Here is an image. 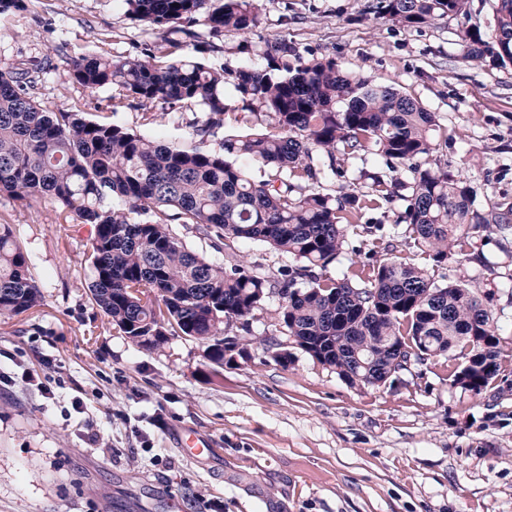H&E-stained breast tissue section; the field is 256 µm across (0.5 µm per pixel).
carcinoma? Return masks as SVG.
Returning <instances> with one entry per match:
<instances>
[{"label":"carcinoma","mask_w":512,"mask_h":512,"mask_svg":"<svg viewBox=\"0 0 512 512\" xmlns=\"http://www.w3.org/2000/svg\"><path fill=\"white\" fill-rule=\"evenodd\" d=\"M126 15L162 31L137 56L92 52L74 60L85 90L117 88L111 114L139 107L194 105L191 143L147 137L109 118L89 119L73 105L57 112L37 96L39 76L19 63L0 70V195L49 196L92 229L90 295L123 336L146 350L170 336L205 345L224 368V337L248 352L250 319L282 300L278 320L297 349L351 386L392 385L403 364L442 359L454 387L481 394L499 375L497 326L470 282L442 276L389 253L402 235L434 266L474 246L479 228L506 230L512 206L475 208L477 192L429 162L439 124L418 100L336 58L303 57L286 38L258 51L266 64L212 67L189 48L199 24L220 40L242 36L232 55L254 51L258 0H121ZM364 11L420 32L468 15L470 0H367ZM461 59L512 66V0H496L494 33L464 30ZM269 118V129L209 137L236 109ZM376 166L349 169L350 159ZM272 165L252 181L238 161ZM366 184L360 192L357 185ZM180 224L224 252L212 263L191 250ZM262 242L292 258L268 273L237 258L236 245ZM350 251L346 271L329 268ZM41 285L12 225L0 224V317L41 305Z\"/></svg>","instance_id":"1"}]
</instances>
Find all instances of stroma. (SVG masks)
Masks as SVG:
<instances>
[{
	"mask_svg": "<svg viewBox=\"0 0 512 512\" xmlns=\"http://www.w3.org/2000/svg\"><path fill=\"white\" fill-rule=\"evenodd\" d=\"M366 2L260 0L252 40L288 38L417 98L445 130L434 159L471 181L478 207L512 203V67L461 59L464 29L487 26L493 0L420 32L367 19ZM159 38L119 0H28L0 16V69L26 63L49 110L77 102L95 119L113 91L74 84L73 59L98 47L134 56ZM196 113L171 109L147 128L135 109L116 119L187 142ZM0 223L13 225L44 296L0 323V376L13 379L0 383V512H259L265 499L273 512H512V232L484 234L444 269L485 295L498 327L501 373L476 395L450 386L437 361L378 390L301 352L276 364L261 345L290 342L276 296L251 320L250 359L220 372L183 336L142 349L91 303L89 225L48 197H0ZM27 372L49 375L53 395ZM185 429L211 440L206 458L183 455Z\"/></svg>",
	"mask_w": 512,
	"mask_h": 512,
	"instance_id": "obj_1",
	"label": "stroma"
}]
</instances>
